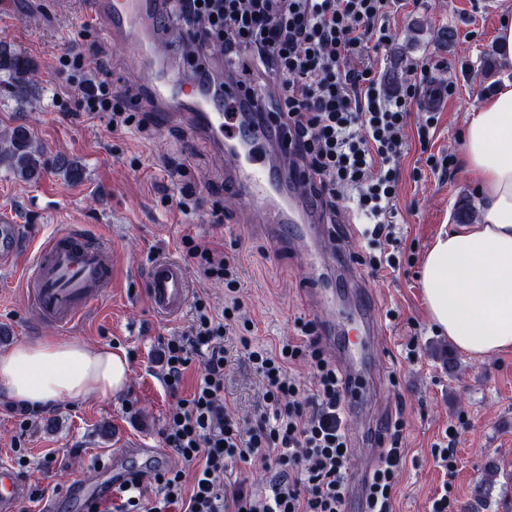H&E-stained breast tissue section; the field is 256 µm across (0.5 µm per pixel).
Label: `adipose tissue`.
<instances>
[{"instance_id":"adipose-tissue-1","label":"adipose tissue","mask_w":512,"mask_h":512,"mask_svg":"<svg viewBox=\"0 0 512 512\" xmlns=\"http://www.w3.org/2000/svg\"><path fill=\"white\" fill-rule=\"evenodd\" d=\"M462 160L477 188V215L436 236L421 284L437 329L482 358L512 349V83L471 109ZM127 378L124 355L79 341L26 343L0 354V384L38 409L92 394L110 399Z\"/></svg>"}]
</instances>
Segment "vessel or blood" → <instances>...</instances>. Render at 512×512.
Segmentation results:
<instances>
[{
  "mask_svg": "<svg viewBox=\"0 0 512 512\" xmlns=\"http://www.w3.org/2000/svg\"><path fill=\"white\" fill-rule=\"evenodd\" d=\"M88 16L102 23L114 42L133 46L141 73L140 97L162 120H186L200 135L223 151L230 162L233 188L252 208L263 234L273 243L308 251L313 288L304 300L315 313L322 341L347 381L346 400L357 407L370 395L376 380L368 342L381 326L375 303L360 286L357 264L346 251L325 212L310 204L309 188L292 144L282 128L250 113H232L233 101L244 94L233 82L216 86L201 79L210 61L197 58L193 80L173 75L165 57L150 46L168 37L164 0H88ZM24 246L19 225L0 224V264H10ZM344 268L352 280L349 307H339L331 267ZM144 290L151 308L168 316L187 303L190 288L182 264L157 258L147 269ZM112 291V258L106 242L88 239L73 229L49 237L36 252L21 293L35 320L59 329L72 327ZM354 326L357 338L339 335ZM142 469L158 470L167 457L146 442L131 445ZM28 480L11 464L0 463V512H18L29 495ZM72 496L79 512H103L107 496L96 481H78Z\"/></svg>",
  "mask_w": 512,
  "mask_h": 512,
  "instance_id": "1",
  "label": "vessel or blood"
}]
</instances>
